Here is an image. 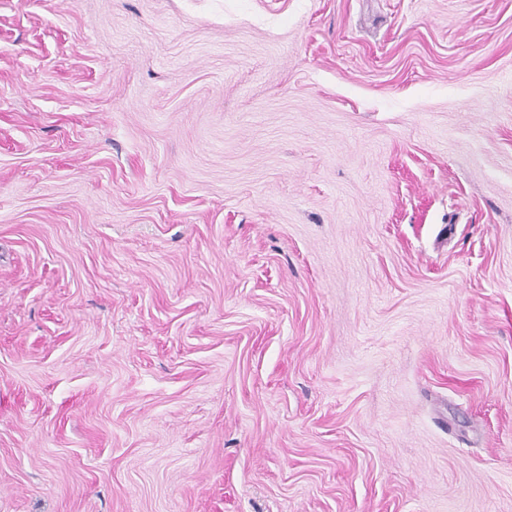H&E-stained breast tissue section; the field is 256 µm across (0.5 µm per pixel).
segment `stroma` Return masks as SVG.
I'll list each match as a JSON object with an SVG mask.
<instances>
[{"mask_svg":"<svg viewBox=\"0 0 512 512\" xmlns=\"http://www.w3.org/2000/svg\"><path fill=\"white\" fill-rule=\"evenodd\" d=\"M0 512H512V0H0Z\"/></svg>","mask_w":512,"mask_h":512,"instance_id":"obj_1","label":"stroma"}]
</instances>
